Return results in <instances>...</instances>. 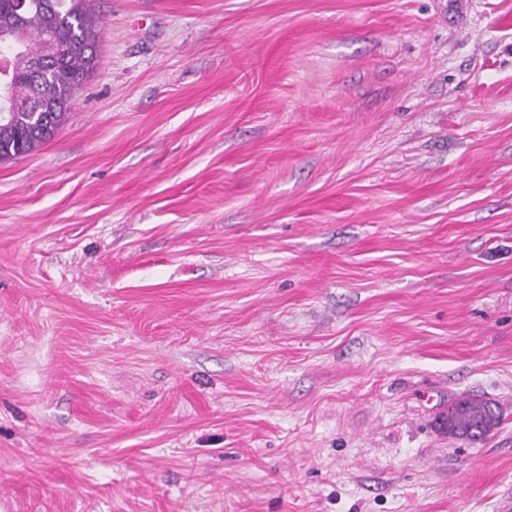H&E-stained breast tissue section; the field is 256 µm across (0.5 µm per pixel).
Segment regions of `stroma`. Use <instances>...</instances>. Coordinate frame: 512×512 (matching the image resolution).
<instances>
[{
	"label": "stroma",
	"instance_id": "stroma-1",
	"mask_svg": "<svg viewBox=\"0 0 512 512\" xmlns=\"http://www.w3.org/2000/svg\"><path fill=\"white\" fill-rule=\"evenodd\" d=\"M93 6L0 163V512H512V0ZM439 425L448 435L472 443L482 442L501 421L498 406L487 400L463 398L448 406L439 418Z\"/></svg>",
	"mask_w": 512,
	"mask_h": 512
}]
</instances>
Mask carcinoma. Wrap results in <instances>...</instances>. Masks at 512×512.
<instances>
[{"instance_id": "1", "label": "carcinoma", "mask_w": 512, "mask_h": 512, "mask_svg": "<svg viewBox=\"0 0 512 512\" xmlns=\"http://www.w3.org/2000/svg\"><path fill=\"white\" fill-rule=\"evenodd\" d=\"M0 0V42L13 49L7 95L11 114L0 99V163L27 155L52 140L67 119L73 93L94 72L102 26L87 0ZM48 41L56 48L43 64L32 55ZM448 435L484 441L501 421L498 406L463 398L440 418Z\"/></svg>"}]
</instances>
